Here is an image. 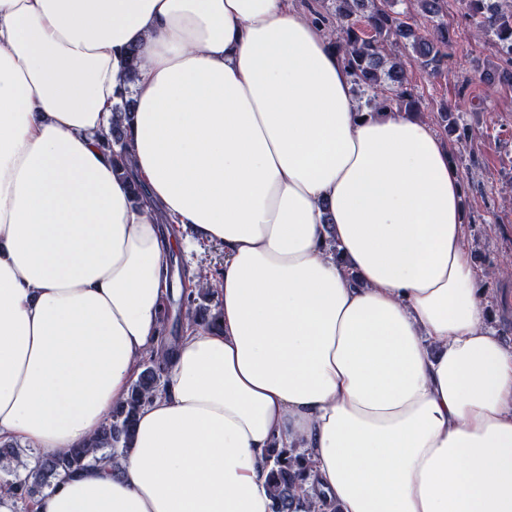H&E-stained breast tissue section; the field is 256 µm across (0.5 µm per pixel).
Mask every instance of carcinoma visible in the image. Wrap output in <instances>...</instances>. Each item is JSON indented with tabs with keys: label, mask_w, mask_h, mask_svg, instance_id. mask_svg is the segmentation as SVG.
<instances>
[{
	"label": "carcinoma",
	"mask_w": 512,
	"mask_h": 512,
	"mask_svg": "<svg viewBox=\"0 0 512 512\" xmlns=\"http://www.w3.org/2000/svg\"><path fill=\"white\" fill-rule=\"evenodd\" d=\"M406 1L435 18L433 30L416 32L408 22L407 12L396 10ZM336 21L316 9L311 10L315 22L330 31L332 44L342 57L354 83L369 95L368 105L375 112L397 109L420 112L421 98L411 85L402 58L416 62L425 72L436 75L448 60V25L444 21L446 0H336ZM465 15L477 20L478 32L492 38L499 48L512 57V9L502 7L500 0H460ZM139 51L133 49L127 58L124 88L114 111L121 118L112 122L103 135V146L110 151L117 169L125 168L128 157L123 120L132 113L130 85L139 74ZM216 289L210 279L198 285L196 294L188 298V319L198 326L215 324L219 315L213 303ZM137 378L125 402L95 430L88 445L65 452L38 453L35 464L20 472L11 467L19 456L18 445L0 443V464L10 478L0 487L9 490L22 507L45 491L53 489L64 477L96 464L116 469L119 459L133 442L137 415L161 391L162 361L151 353L140 364ZM268 486L273 512H325L323 496L302 494L309 463L296 448L275 449L269 456Z\"/></svg>",
	"instance_id": "cac0c4a2"
}]
</instances>
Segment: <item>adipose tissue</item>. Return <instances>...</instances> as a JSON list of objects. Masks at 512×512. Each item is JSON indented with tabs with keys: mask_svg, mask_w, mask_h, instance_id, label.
Returning a JSON list of instances; mask_svg holds the SVG:
<instances>
[{
	"mask_svg": "<svg viewBox=\"0 0 512 512\" xmlns=\"http://www.w3.org/2000/svg\"><path fill=\"white\" fill-rule=\"evenodd\" d=\"M132 47L123 179L101 139ZM189 240L224 247L221 318L165 347ZM478 281L443 142L358 111L288 0H0V442L82 447L146 351L165 369L118 469L32 512H272L275 448L339 512H512Z\"/></svg>",
	"mask_w": 512,
	"mask_h": 512,
	"instance_id": "adipose-tissue-1",
	"label": "adipose tissue"
}]
</instances>
